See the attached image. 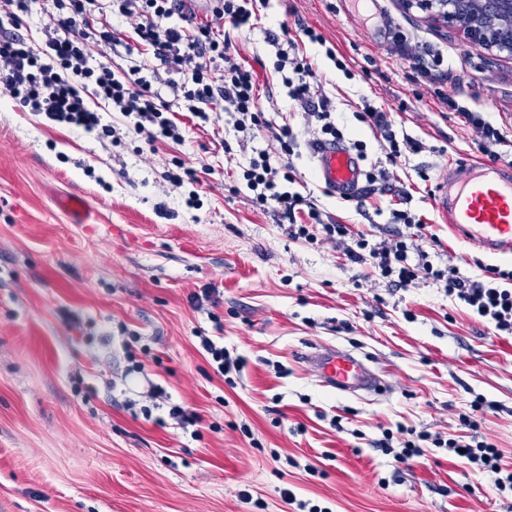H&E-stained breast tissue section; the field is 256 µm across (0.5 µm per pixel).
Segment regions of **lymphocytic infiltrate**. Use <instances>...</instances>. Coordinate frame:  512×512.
Wrapping results in <instances>:
<instances>
[{"instance_id": "1", "label": "lymphocytic infiltrate", "mask_w": 512, "mask_h": 512, "mask_svg": "<svg viewBox=\"0 0 512 512\" xmlns=\"http://www.w3.org/2000/svg\"><path fill=\"white\" fill-rule=\"evenodd\" d=\"M257 2L211 0L208 11L201 15L191 0H53L52 22L43 31L41 45L32 46L17 35L0 39V97L50 122L111 142L123 136L141 137L151 143L183 142L172 102H180L182 110L202 125L209 122L214 105L223 103L243 135H260L278 144L281 162H273L269 152H259L244 168L242 179L256 205L288 219L295 238H309L310 224H322L325 239L342 244L349 261L370 264L381 277L399 287L410 286L422 276L440 282L449 296L463 302L496 330L512 333V271L492 268L485 279L471 280L453 266L438 269L424 261L412 262L406 238L370 244L363 235L352 234L346 225L323 224L311 197L294 191L293 159L300 156V146L290 128L273 124L258 110L253 73L236 61L224 37L228 23L253 28L259 15ZM112 13L135 20L136 50L143 58L142 63L119 73L111 65L91 61L95 46L123 41L122 32L108 19ZM148 57L173 71L190 73V82L173 85L172 100L153 91V74L144 63ZM275 57L274 68L281 75L289 99L317 126L319 139H343L333 102L322 92L320 77L311 62L300 56L297 41L276 43ZM88 88L121 115V125H114L104 113L89 108L83 97ZM456 112L475 128L491 159L512 164V141L499 128L468 107L458 106ZM358 118L379 131L389 163L423 149L417 139L397 135L382 108L365 105ZM301 214L307 215V223L298 222ZM431 441L435 447L461 452L463 459L490 473L498 491H512V469L502 466L501 452L494 444L481 441L463 445L438 434Z\"/></svg>"}]
</instances>
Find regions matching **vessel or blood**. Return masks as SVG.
<instances>
[{"label": "vessel or blood", "instance_id": "b4317fda", "mask_svg": "<svg viewBox=\"0 0 512 512\" xmlns=\"http://www.w3.org/2000/svg\"><path fill=\"white\" fill-rule=\"evenodd\" d=\"M312 158L318 180L334 196L348 200L362 188L365 176L358 156L345 143L323 141L313 145ZM60 209L75 223L91 224L96 217L77 194L59 199ZM432 205L466 245L489 256H512V170L488 161L449 167L438 182ZM310 372L323 386L340 392L378 390L383 381L352 352L319 346L305 356Z\"/></svg>", "mask_w": 512, "mask_h": 512}]
</instances>
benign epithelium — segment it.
Here are the masks:
<instances>
[{
	"mask_svg": "<svg viewBox=\"0 0 512 512\" xmlns=\"http://www.w3.org/2000/svg\"><path fill=\"white\" fill-rule=\"evenodd\" d=\"M462 32L492 56L512 57V0H404Z\"/></svg>",
	"mask_w": 512,
	"mask_h": 512,
	"instance_id": "7a95c632",
	"label": "benign epithelium"
}]
</instances>
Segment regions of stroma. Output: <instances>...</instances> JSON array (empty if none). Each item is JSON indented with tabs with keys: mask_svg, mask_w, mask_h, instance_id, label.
I'll list each match as a JSON object with an SVG mask.
<instances>
[{
	"mask_svg": "<svg viewBox=\"0 0 512 512\" xmlns=\"http://www.w3.org/2000/svg\"><path fill=\"white\" fill-rule=\"evenodd\" d=\"M379 2L369 20L343 0H270L255 28L224 33L254 73L259 110L300 142L314 128L289 101L270 41L298 38L303 24L326 40L303 51L346 140L383 158L356 117L367 101L423 142L360 200L337 199L309 155L296 159L324 220L373 243L408 236L434 267L472 280L491 265L510 271L512 258L455 238L430 198L449 163L484 154L445 98L512 135V58L488 56L401 0ZM400 34L447 57L451 79H419L389 54ZM329 44L352 78L326 59ZM184 135L113 145L0 99V512H512V494L448 449L428 441L401 463L376 446L401 426L492 442L512 468V334L433 280L401 288L350 262L319 225L316 242L292 237L241 180L267 140L242 138L223 104ZM177 159L206 169L198 208L163 179ZM70 191L85 195L95 223L56 207ZM402 205L423 228L392 223ZM205 288L214 302H194ZM204 336L242 358V371L217 373ZM317 345L361 356L390 391L321 386L302 359ZM153 386L166 398L147 415ZM175 405L200 416L195 430L170 419Z\"/></svg>",
	"mask_w": 512,
	"mask_h": 512,
	"instance_id": "stroma-1",
	"label": "stroma"
}]
</instances>
